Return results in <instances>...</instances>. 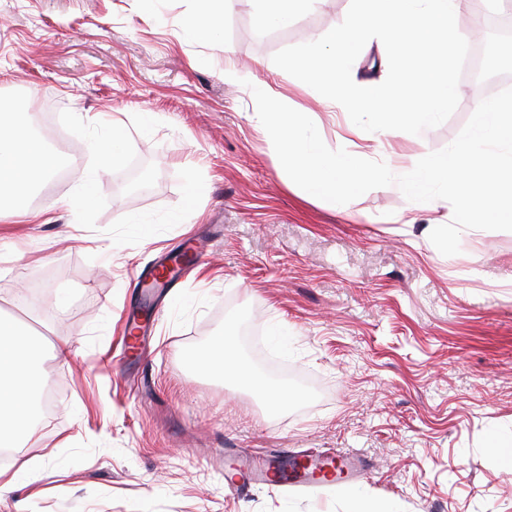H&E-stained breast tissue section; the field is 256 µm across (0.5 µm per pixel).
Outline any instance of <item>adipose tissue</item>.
Segmentation results:
<instances>
[{"mask_svg":"<svg viewBox=\"0 0 512 512\" xmlns=\"http://www.w3.org/2000/svg\"><path fill=\"white\" fill-rule=\"evenodd\" d=\"M17 109H0V221L34 220L31 191L56 170V160L29 131ZM30 322L0 311V447L14 448L28 438L40 410L43 361ZM199 366L221 371L226 378L249 382L271 409H282L293 393L267 385L234 353L231 336L198 352Z\"/></svg>","mask_w":512,"mask_h":512,"instance_id":"ef3b65f1","label":"adipose tissue"}]
</instances>
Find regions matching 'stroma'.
Masks as SVG:
<instances>
[{
  "mask_svg": "<svg viewBox=\"0 0 512 512\" xmlns=\"http://www.w3.org/2000/svg\"><path fill=\"white\" fill-rule=\"evenodd\" d=\"M349 5L290 0L292 23L262 28L259 0H224L223 33L203 42L186 28L200 0H0V100L32 119L51 105L72 150L31 197L46 223H0V298L43 274L37 328L71 347L42 364L55 402L14 448L0 512H345L346 490L369 512H512V232L462 230L445 256L426 228L451 221L446 201L390 185L324 207L289 184L257 117L264 84L327 147L398 175L455 139L484 97L468 80L438 127L355 134L273 63ZM387 72L370 40L355 83ZM116 119L123 160L83 208L74 188ZM130 158L154 173L146 192L120 186ZM190 235L199 263L144 300L138 273ZM232 313L319 393L272 414L197 366ZM251 448L359 452L371 468L345 488L234 493L224 455Z\"/></svg>",
  "mask_w": 512,
  "mask_h": 512,
  "instance_id": "1",
  "label": "stroma"
}]
</instances>
